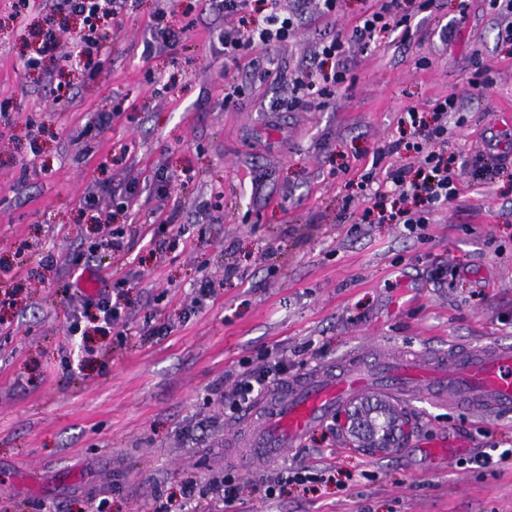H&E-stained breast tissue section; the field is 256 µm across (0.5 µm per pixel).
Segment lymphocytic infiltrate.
<instances>
[{"label":"lymphocytic infiltrate","mask_w":512,"mask_h":512,"mask_svg":"<svg viewBox=\"0 0 512 512\" xmlns=\"http://www.w3.org/2000/svg\"><path fill=\"white\" fill-rule=\"evenodd\" d=\"M266 4L268 9L261 24L235 36L225 37V58L239 61L256 49L281 45L293 34L296 15L283 11L279 0H266ZM409 21L403 0H381L379 5L368 9L355 27L351 39L336 37L322 42L311 64L296 73L292 80L293 103L313 105L345 82L347 70L344 60L350 44L369 48L377 34L407 27ZM456 109V99L448 97L436 103L433 122L423 120L413 108L401 114L398 124L410 127L412 140L406 145L398 140L389 142L383 151L393 155L399 153L402 147H409L419 154L420 164L414 170L399 168L391 172L394 200L389 209L380 211L379 221L403 225L413 234L429 223L430 215L436 208L456 198L461 173L454 168L445 149L448 115ZM79 301L83 309L93 311L95 319L109 327H118L125 319L128 300L123 287L103 288L96 295L80 296ZM287 370V364L279 361L261 370L246 371L232 390L225 393V408L237 412L249 406L260 392L281 383Z\"/></svg>","instance_id":"f902f5d3"}]
</instances>
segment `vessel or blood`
Segmentation results:
<instances>
[{
  "mask_svg": "<svg viewBox=\"0 0 512 512\" xmlns=\"http://www.w3.org/2000/svg\"><path fill=\"white\" fill-rule=\"evenodd\" d=\"M492 418L512 411V346L488 343L443 355L371 350L339 369L319 370L267 392L231 443L241 467L301 447L313 424L337 409H400L416 398Z\"/></svg>",
  "mask_w": 512,
  "mask_h": 512,
  "instance_id": "b4317fda",
  "label": "vessel or blood"
}]
</instances>
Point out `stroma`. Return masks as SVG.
Returning a JSON list of instances; mask_svg holds the SVG:
<instances>
[{
  "mask_svg": "<svg viewBox=\"0 0 512 512\" xmlns=\"http://www.w3.org/2000/svg\"><path fill=\"white\" fill-rule=\"evenodd\" d=\"M57 0H0V512H154L180 488L223 476L224 442L243 413L223 393L244 365L284 360L295 378L376 345L425 354L512 345V45L488 0H437L408 34L352 46L347 80L325 103L290 108L291 79L320 43L351 36L373 0H344L335 18L319 0H281L298 17L288 41L254 59H225V34L255 24L215 0H176L185 27L173 50L146 54L164 0H124L104 41L99 75L56 58L24 67L43 29L70 51L83 28ZM491 82L475 85V58ZM70 89L53 93L50 75ZM233 93L225 101V93ZM453 96L448 155L470 168L503 158L504 173L462 176L459 193L421 234L368 224L363 181L396 166L379 148L402 138L409 106L431 113ZM118 111L104 132L94 112ZM171 178L158 198L156 172ZM112 187L97 193V183ZM97 194L96 210L85 199ZM134 197L135 205L118 211ZM112 214L128 260L100 269L127 280L125 337L82 321L66 300L94 260ZM170 224L160 246L148 225ZM53 264H46L45 256ZM215 292L192 312L197 282ZM159 327L143 335L146 323ZM345 408L317 423L277 463L236 471L232 512H512V412L486 419L428 400L403 410L414 451L365 448ZM491 457L488 467L474 456ZM331 470L310 492L277 499L261 480L293 468Z\"/></svg>",
  "mask_w": 512,
  "mask_h": 512,
  "instance_id": "stroma-1",
  "label": "stroma"
}]
</instances>
